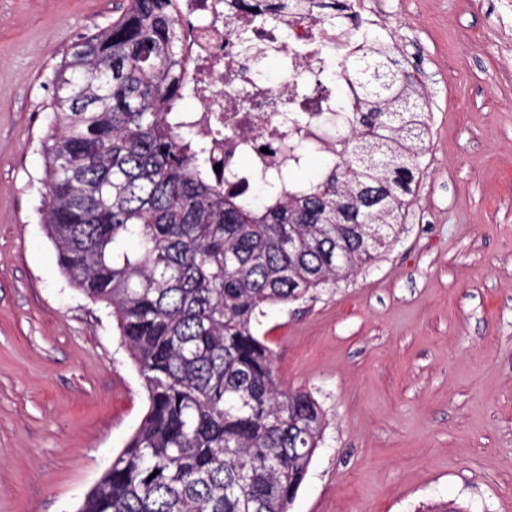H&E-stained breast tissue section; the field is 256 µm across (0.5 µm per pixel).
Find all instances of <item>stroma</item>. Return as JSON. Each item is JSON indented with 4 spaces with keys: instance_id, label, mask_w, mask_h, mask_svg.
<instances>
[{
    "instance_id": "35a3bbf8",
    "label": "stroma",
    "mask_w": 512,
    "mask_h": 512,
    "mask_svg": "<svg viewBox=\"0 0 512 512\" xmlns=\"http://www.w3.org/2000/svg\"><path fill=\"white\" fill-rule=\"evenodd\" d=\"M126 0H0V512H76L146 393L39 221L51 79ZM430 148L390 249L257 334L323 442L289 512H512V57L480 0H388Z\"/></svg>"
}]
</instances>
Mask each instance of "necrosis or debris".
<instances>
[{
  "label": "necrosis or debris",
  "instance_id": "1",
  "mask_svg": "<svg viewBox=\"0 0 512 512\" xmlns=\"http://www.w3.org/2000/svg\"><path fill=\"white\" fill-rule=\"evenodd\" d=\"M254 0H182L185 50L193 60L189 82L199 106L184 120L207 141L225 187L255 185L287 170L292 147H327L345 134L335 100L299 92L307 77L338 67L351 52L369 48L375 22L337 33L312 11L288 14L271 24L253 19ZM251 29L250 47L239 34ZM275 62V76L264 73ZM248 167H241V160Z\"/></svg>",
  "mask_w": 512,
  "mask_h": 512
}]
</instances>
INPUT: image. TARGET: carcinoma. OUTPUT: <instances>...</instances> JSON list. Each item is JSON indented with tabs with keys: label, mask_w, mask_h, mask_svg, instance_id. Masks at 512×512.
<instances>
[{
	"label": "carcinoma",
	"mask_w": 512,
	"mask_h": 512,
	"mask_svg": "<svg viewBox=\"0 0 512 512\" xmlns=\"http://www.w3.org/2000/svg\"><path fill=\"white\" fill-rule=\"evenodd\" d=\"M302 0H264V21ZM336 29L351 0H326ZM179 0H128L52 77L40 211L70 283L112 316L148 408L77 512H288L323 439L308 392L279 383L264 308L312 300L399 233L428 150L424 98L378 36L331 72L351 134L315 178L226 189L180 121L192 60Z\"/></svg>",
	"instance_id": "obj_1"
}]
</instances>
